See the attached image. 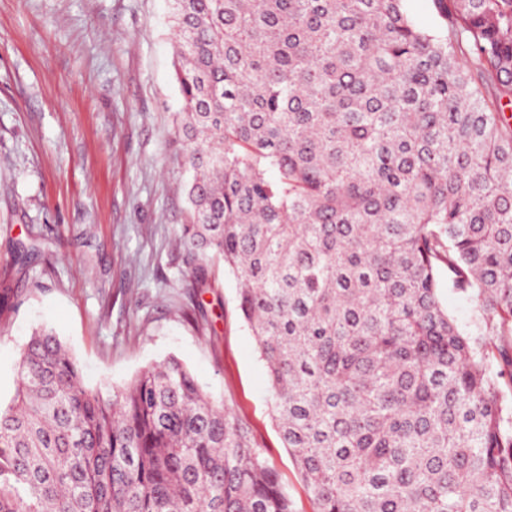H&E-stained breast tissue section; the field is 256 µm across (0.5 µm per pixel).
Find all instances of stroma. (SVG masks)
Returning a JSON list of instances; mask_svg holds the SVG:
<instances>
[{
	"instance_id": "obj_1",
	"label": "stroma",
	"mask_w": 512,
	"mask_h": 512,
	"mask_svg": "<svg viewBox=\"0 0 512 512\" xmlns=\"http://www.w3.org/2000/svg\"><path fill=\"white\" fill-rule=\"evenodd\" d=\"M174 44L169 0H0V405L42 325L106 398L177 357L312 512L235 276L187 287Z\"/></svg>"
}]
</instances>
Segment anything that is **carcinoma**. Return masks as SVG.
<instances>
[{
  "label": "carcinoma",
  "instance_id": "obj_1",
  "mask_svg": "<svg viewBox=\"0 0 512 512\" xmlns=\"http://www.w3.org/2000/svg\"><path fill=\"white\" fill-rule=\"evenodd\" d=\"M169 2L189 287L236 276L312 512H512V0ZM0 512L295 509L178 358L105 398L40 326ZM439 295L441 301L448 307V312L456 317L459 323L466 324L472 317V303L456 293L452 288H448V271L444 270L440 274Z\"/></svg>",
  "mask_w": 512,
  "mask_h": 512
}]
</instances>
